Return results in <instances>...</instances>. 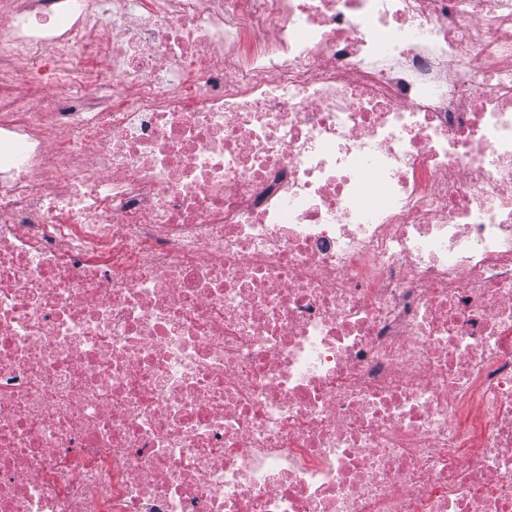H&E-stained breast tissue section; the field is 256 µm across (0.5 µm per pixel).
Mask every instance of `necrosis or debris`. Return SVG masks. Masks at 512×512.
Segmentation results:
<instances>
[{
    "instance_id": "necrosis-or-debris-1",
    "label": "necrosis or debris",
    "mask_w": 512,
    "mask_h": 512,
    "mask_svg": "<svg viewBox=\"0 0 512 512\" xmlns=\"http://www.w3.org/2000/svg\"><path fill=\"white\" fill-rule=\"evenodd\" d=\"M0 512H512V0H0Z\"/></svg>"
}]
</instances>
